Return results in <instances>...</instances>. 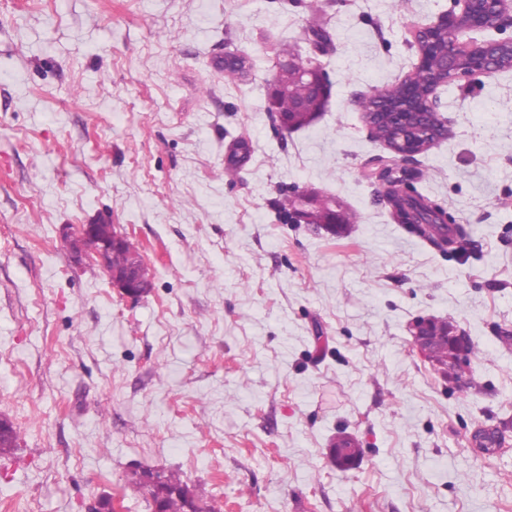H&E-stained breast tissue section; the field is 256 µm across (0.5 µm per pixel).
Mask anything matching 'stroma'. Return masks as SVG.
Here are the masks:
<instances>
[{
  "label": "stroma",
  "mask_w": 512,
  "mask_h": 512,
  "mask_svg": "<svg viewBox=\"0 0 512 512\" xmlns=\"http://www.w3.org/2000/svg\"><path fill=\"white\" fill-rule=\"evenodd\" d=\"M453 7L0 0V416L20 432L0 512H85L102 493L151 512L127 482L142 466L222 512H512V71L437 88L449 133L401 164L467 225L463 254L394 222L375 174L388 151L358 105L405 78L413 29ZM315 24L331 97L286 132L266 111L269 44ZM228 51L253 62L234 85ZM300 190L356 223L278 221ZM101 218L150 267L146 296L75 263L63 226ZM428 316L476 346L468 393L413 350ZM479 426L503 433L499 453L472 445ZM340 432L362 448L348 471L327 457Z\"/></svg>",
  "instance_id": "35a3bbf8"
}]
</instances>
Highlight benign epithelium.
Here are the masks:
<instances>
[{
    "label": "benign epithelium",
    "mask_w": 512,
    "mask_h": 512,
    "mask_svg": "<svg viewBox=\"0 0 512 512\" xmlns=\"http://www.w3.org/2000/svg\"><path fill=\"white\" fill-rule=\"evenodd\" d=\"M434 27H445L450 31H501L507 27L512 28V0H462L460 12L450 11L438 17L437 21L420 28L414 36V42L418 47V64L425 62L426 56L435 51L432 41L428 38L429 31ZM502 46L512 48V39L483 40L470 39L461 41L454 39L448 42L446 50L441 52L444 71L451 73L453 79L461 80L491 75L500 71L499 49ZM306 82L313 88L325 92L329 87L325 74L320 65L303 73ZM435 107L432 98L420 100L408 93L404 102L394 106L385 100L380 102L375 115L386 118L390 123L402 128L400 142L392 147V151L399 160H408L421 153V150L429 142L430 122L433 118ZM309 191L302 190L297 193L296 207L291 222L294 224L309 223L310 215ZM102 221L93 224H83L80 227L85 241V252L91 254L101 265L106 266L107 254L115 247H120L127 241V236L114 232L102 233L98 225ZM112 287L119 293L128 297L141 295V285L138 264L121 270H106ZM435 318H420L410 328L412 346L426 359H431V351L428 350V342L434 339L433 324ZM470 340L464 334L453 330L448 334V366L441 368L442 375L452 376L457 385H462L465 380L452 375V367L465 360ZM359 449L344 443V439L336 442V447L329 449L328 455L337 466L355 464Z\"/></svg>",
    "instance_id": "1"
}]
</instances>
